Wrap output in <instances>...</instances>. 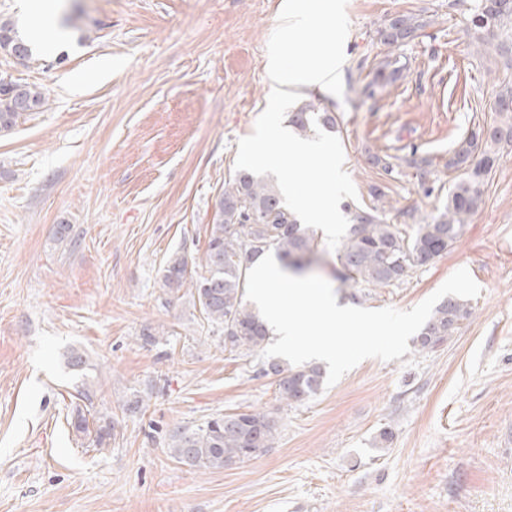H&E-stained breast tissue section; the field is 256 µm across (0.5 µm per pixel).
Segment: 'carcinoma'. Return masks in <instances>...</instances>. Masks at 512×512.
Instances as JSON below:
<instances>
[{
    "label": "carcinoma",
    "instance_id": "1",
    "mask_svg": "<svg viewBox=\"0 0 512 512\" xmlns=\"http://www.w3.org/2000/svg\"><path fill=\"white\" fill-rule=\"evenodd\" d=\"M469 30L474 50H490L512 62V0H470ZM425 23L414 15L387 18L375 31L385 46H399L416 36ZM19 53L20 63L35 59L32 43L19 33L16 24L0 18V53ZM408 63L396 57L384 61L373 82L397 79ZM44 93L36 86L0 84V134L12 131L19 120L42 109ZM492 119L464 133L449 153L447 167L459 172L448 191L444 209L429 219L401 228L387 222L384 191L370 187L380 205L351 213L349 225L336 251L334 275L340 287L362 292L370 288L399 286L409 272L448 253L458 242L470 218L483 202V187L498 167L500 146L512 141V83L501 85L491 108ZM288 124L298 134L336 131L335 113L304 102L288 113ZM424 184L430 161L405 160ZM214 224L210 225L205 251V272L192 275L185 255L169 256L164 269V286L171 291L188 288L205 319L222 329L224 349L233 353L262 351L272 335L269 324L246 300V273L254 260L271 250L294 273H301L321 251L317 230L299 222L296 212L284 202L276 184L247 170L235 172L224 181L215 203ZM472 315L467 301L450 296L434 310L414 337L418 350L442 344ZM265 375L277 377L279 399L288 406H300L322 389L326 371L318 364L287 367L275 358L261 367ZM279 421L266 410L217 415L196 427H179L169 437L168 450L178 462L196 472L220 470L258 457L273 447Z\"/></svg>",
    "mask_w": 512,
    "mask_h": 512
}]
</instances>
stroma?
I'll list each match as a JSON object with an SVG mask.
<instances>
[{
  "label": "stroma",
  "mask_w": 512,
  "mask_h": 512,
  "mask_svg": "<svg viewBox=\"0 0 512 512\" xmlns=\"http://www.w3.org/2000/svg\"><path fill=\"white\" fill-rule=\"evenodd\" d=\"M277 3L80 0L47 16L42 0H0L17 27L62 34L35 64L0 55V78L48 97L0 136V512H512V149L455 247L366 302L411 309L465 268L481 289L471 318L443 346L364 360L303 405L279 401L260 354L225 351L188 289L163 286L171 254L200 265L241 143L288 124L295 98L266 110ZM340 5L342 77L306 94L338 128L310 137L315 158L288 160L312 184L321 161L336 166L327 279L348 209L374 205L371 186L392 224L444 206L448 153L490 121L506 75L494 53L474 54L468 12L449 0ZM399 13L427 24L407 46L380 45L375 29ZM398 55L403 76L374 83ZM413 153L431 162L426 183L403 165ZM373 155L402 173L386 176ZM74 348L84 372L66 364ZM134 392L141 411L124 412ZM255 408L279 420L259 457L204 474L171 457L176 428ZM79 409L114 421L108 445L73 432Z\"/></svg>",
  "instance_id": "obj_1"
}]
</instances>
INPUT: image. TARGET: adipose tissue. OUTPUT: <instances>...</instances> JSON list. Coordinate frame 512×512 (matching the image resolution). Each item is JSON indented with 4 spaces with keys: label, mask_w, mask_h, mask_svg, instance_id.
Instances as JSON below:
<instances>
[{
    "label": "adipose tissue",
    "mask_w": 512,
    "mask_h": 512,
    "mask_svg": "<svg viewBox=\"0 0 512 512\" xmlns=\"http://www.w3.org/2000/svg\"><path fill=\"white\" fill-rule=\"evenodd\" d=\"M278 13L282 24L268 42L263 60L273 100H280L293 90L324 91L335 87L345 61L344 43L336 32V0H279ZM304 37L309 40L306 52L289 56V44ZM308 152L304 143L283 134L277 149H270L264 140L255 138L243 144L240 155L249 165L280 167L287 157ZM286 185L294 190V203L303 223H335L329 186H312L296 172L287 175Z\"/></svg>",
    "instance_id": "1"
}]
</instances>
